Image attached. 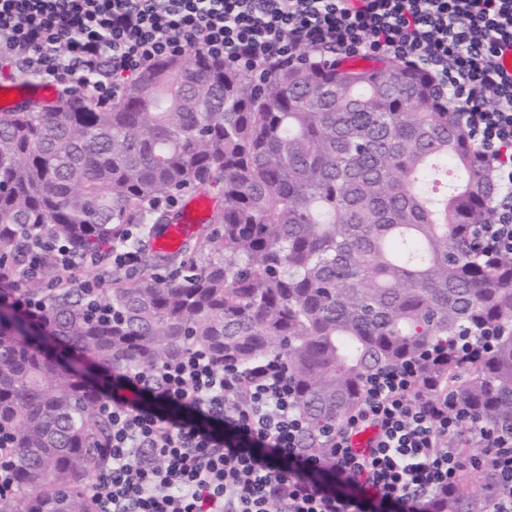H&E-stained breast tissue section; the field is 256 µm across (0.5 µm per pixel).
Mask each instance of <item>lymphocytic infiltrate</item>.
I'll return each instance as SVG.
<instances>
[{"label":"lymphocytic infiltrate","mask_w":512,"mask_h":512,"mask_svg":"<svg viewBox=\"0 0 512 512\" xmlns=\"http://www.w3.org/2000/svg\"><path fill=\"white\" fill-rule=\"evenodd\" d=\"M512 0H0V63L104 104L122 80L196 50L267 81L274 67L342 57L395 59L426 71L491 163L498 196L478 251L512 257ZM58 284L79 286L111 317L86 259L45 232L25 236L24 266L0 268L12 305L41 317L29 281L45 256ZM420 363L369 374L358 406L304 449L307 423L280 359L243 374L193 347L120 374L97 409L110 423L108 459L88 488L98 512H444L463 467L449 435L471 423L453 398L418 390ZM376 436L359 451L353 437ZM474 468L491 477L492 512H512V433L481 428Z\"/></svg>","instance_id":"lymphocytic-infiltrate-1"}]
</instances>
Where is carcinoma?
Instances as JSON below:
<instances>
[{"label":"carcinoma","mask_w":512,"mask_h":512,"mask_svg":"<svg viewBox=\"0 0 512 512\" xmlns=\"http://www.w3.org/2000/svg\"><path fill=\"white\" fill-rule=\"evenodd\" d=\"M165 64L148 92L136 78L105 108L61 92L0 112V263L21 264V229L41 226L81 256L127 242L143 265L100 275L110 321L73 288L34 324L0 314V433L17 478L0 512H96L84 487L110 424L81 358L120 373L202 346L248 372L278 356L306 448L322 452L368 374L430 351L425 395L451 391L512 432V259L472 247L495 184L427 74L320 59L257 87L204 53ZM210 187L221 206L195 244L144 248L183 221L165 202ZM486 328L494 349L461 359L453 338ZM477 443L468 429L448 447ZM448 512L480 503L455 491Z\"/></svg>","instance_id":"cac0c4a2"}]
</instances>
